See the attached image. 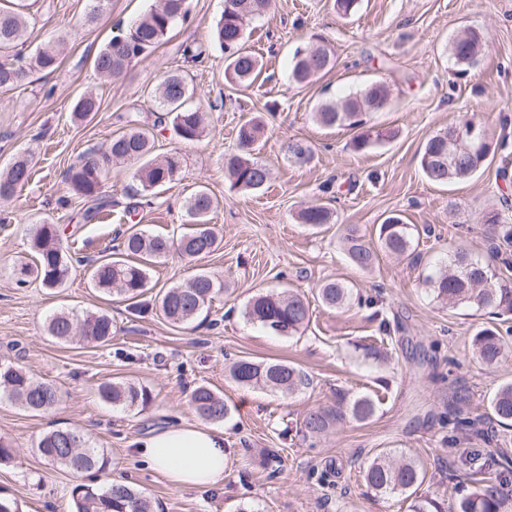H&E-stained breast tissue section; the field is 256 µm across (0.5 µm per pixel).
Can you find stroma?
<instances>
[{
    "label": "stroma",
    "instance_id": "stroma-1",
    "mask_svg": "<svg viewBox=\"0 0 512 512\" xmlns=\"http://www.w3.org/2000/svg\"><path fill=\"white\" fill-rule=\"evenodd\" d=\"M154 2L109 0L87 26L90 0H37L27 48L64 39L61 64L0 92V169L18 155L33 168L29 184L0 201V360L24 367L60 394L55 407L38 414L0 399V439L15 450L10 462L0 463V497L15 502L18 512H72V475L36 450L44 433L60 427L103 450L111 479L144 491L156 512H237L242 505L259 512H406L403 496L369 493L362 480L368 461L388 450L425 464L419 495L455 499L449 474L461 468L462 449L485 458L501 450L512 456V429L451 445L438 416L456 395L468 398L472 417L486 416L489 396L512 381V354L493 367L474 360L471 341L488 325L487 314L466 316L440 305L425 280L459 248L490 262L496 247L481 218L495 210L511 220L512 209L501 199L500 159L486 162L471 179L438 186L425 178L419 157L432 135L466 115L480 121L490 140L512 141V0H361L348 16L336 11L334 0H274L250 26L247 45L261 56L263 70L247 89L225 84L224 54L211 39L224 0H190L188 21L149 56L118 77L98 75L93 62L117 24ZM467 28L482 30L488 47L462 75L448 43ZM314 34L331 47L334 65L293 83L292 54ZM192 41L206 51L204 63L193 67L180 51ZM178 69L194 90L191 106L208 110L207 133L194 143L182 141L172 126L154 125L159 108L150 92ZM374 81L391 95L371 123L396 136L357 152L350 146L353 130L324 127L314 114L321 104ZM85 94L97 98L99 109L85 122L72 121V108ZM254 115L266 127L255 157L272 177L262 190L242 193L230 189L224 158L237 150L240 120ZM130 116L153 127L154 159L180 152L181 174L132 220L126 209L138 187L135 167L114 165L102 187L112 198L110 215L80 223V199L59 203L67 193L63 175L86 150L106 148ZM294 140L310 146L308 161L290 157L287 146ZM198 186L218 202L212 222L221 231L220 245L196 263L174 254L153 264L145 296L154 298L206 269L224 283L206 319L176 327L153 312L132 313L119 293L92 288L83 266L73 268L62 288L17 285L15 266L34 261L36 225H59L69 251L95 259L134 221L150 232L180 236L187 229V199ZM314 204L331 209L332 223L312 229L299 222V211ZM393 213L418 229L412 254L381 251L371 269L352 266L340 242L344 225H358L373 243L378 224ZM327 279L375 299L376 308L324 307L316 290ZM288 289L312 308L301 335L274 336L245 318L252 296ZM61 309L108 312L111 343L48 336L45 320ZM384 320L400 321L402 331L381 338ZM242 357L297 364L311 382L291 396L238 386L228 370ZM108 380L145 387L150 404L128 411L104 402L98 386ZM200 384L223 393L231 407L222 423L231 458L222 485L177 487L141 463L132 443L174 420L197 422L190 395ZM359 396L376 403L364 422L347 413ZM336 407L345 413L324 436H304L308 411Z\"/></svg>",
    "mask_w": 512,
    "mask_h": 512
}]
</instances>
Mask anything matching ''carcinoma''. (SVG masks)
Segmentation results:
<instances>
[{
  "label": "carcinoma",
  "instance_id": "1",
  "mask_svg": "<svg viewBox=\"0 0 512 512\" xmlns=\"http://www.w3.org/2000/svg\"><path fill=\"white\" fill-rule=\"evenodd\" d=\"M188 0H159L140 18L129 25L117 27L94 60L95 71L103 77L121 74L133 60L148 56L167 39L172 28L188 19ZM241 13L223 12L217 21L212 38L224 51V81L231 86L249 87L262 73L257 55L245 47L246 28L262 16L272 0H238ZM31 14L29 0H0V91H10L34 71H55L59 64L58 52L40 47L29 56L21 55L27 41ZM486 36L479 29H466L449 44V56L461 73L476 63L486 46ZM333 54L329 46L313 43L298 47L292 56L291 75L303 83L311 75L332 67ZM163 110L158 120L169 119L177 135L185 142L201 140L206 132L204 112L188 105L193 90L186 76L173 71L167 73L152 91ZM390 100L388 87L372 82L361 90L342 98L338 103H325L315 112V119L326 127L346 126L358 130L352 140L353 150L366 151L374 144L395 137L390 131L368 125L370 115L382 111ZM98 111L91 95L77 100L73 117L82 120ZM265 127L259 116L246 119L237 128L238 153L224 158L225 175L230 188L252 192L263 188L270 179L269 169L253 158L255 147L264 137ZM154 133L132 124L112 137L106 151L91 149L79 163L69 167L64 181L74 196L90 199L94 205L81 212V220L92 224L110 211L112 201L103 197L100 186L116 163L137 165L134 177L139 182L141 195L147 197L176 179L181 170V158L173 153L162 161L151 158ZM495 152L492 142L474 119L466 118L457 125L441 130L425 144L420 166L433 183L447 184L473 177ZM31 180L28 159L20 156L0 172V199L12 197ZM216 202L205 187L195 190L188 201V223L192 231L174 240L164 234H147L129 227L122 235V247L89 263V279L93 287L109 292L119 286L118 292L129 301L132 310H142L141 297L147 288V265L156 263L176 252L194 260L215 251L218 238L210 226V215ZM301 223L312 227L329 224L330 209L311 205L299 213ZM488 226L491 240L512 244V225L502 220L500 213L490 212L482 217ZM346 255L350 263L361 270L371 268L375 252L359 229L343 228ZM378 242L385 252L401 256L412 248L410 225L398 214L388 216L378 228ZM36 253L34 264H23L16 269L17 284L24 285L34 277L47 288L65 283L72 269L73 257L62 245L61 231L56 224H40L32 237ZM434 299L451 308L486 310L494 319L506 322L512 319V278L479 261L473 260L463 249L448 258V266L428 281ZM222 284L207 272H200L187 283L169 287L154 297L159 313L174 325H186L208 311ZM322 304L343 309L352 304V292L343 282L327 280L317 288ZM245 317L252 323L279 336H296L310 323V303L299 293H259L249 300ZM49 335L60 341H71L76 336L106 345L112 339V318L105 313L88 312L78 320L68 312L51 315L46 322ZM512 349L502 336L497 324L479 330L472 340L473 355L486 366H495ZM229 378L241 387H260L275 393L292 395L309 385L308 375L288 361H257L243 358L229 367ZM102 400L124 408H144L151 402L148 390L129 381L104 382L98 387ZM0 393L32 413L53 408L60 400L56 387L48 382L33 380L19 365L0 362ZM196 414L212 422H220L231 413L224 396L201 384L193 389L190 398ZM466 398L457 396L449 403L448 413L440 417L442 426L450 432L483 434L477 428L478 420L467 416ZM489 419L504 429L512 428V382L499 385L488 400ZM358 421H367L376 411L375 402L368 396L354 399L349 406ZM336 420L334 412L317 409L305 414L302 427L306 434L318 436L328 431ZM37 451L48 462L66 469L74 478L72 489L74 512H153L151 499L135 488L106 482L107 460L104 452L94 448L75 431L56 429L43 434L36 444ZM424 467L411 458H402L382 452L368 463L364 470L366 488L379 496L414 494L423 483ZM464 477L475 484V489L455 501L432 497H415L408 512H507L508 487L512 486V469L498 460L487 467L467 472Z\"/></svg>",
  "mask_w": 512,
  "mask_h": 512
}]
</instances>
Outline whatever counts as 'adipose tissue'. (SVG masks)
I'll return each instance as SVG.
<instances>
[{"mask_svg": "<svg viewBox=\"0 0 512 512\" xmlns=\"http://www.w3.org/2000/svg\"><path fill=\"white\" fill-rule=\"evenodd\" d=\"M134 446L147 466L182 487L223 482L230 455L223 430L182 421L149 431Z\"/></svg>", "mask_w": 512, "mask_h": 512, "instance_id": "adipose-tissue-1", "label": "adipose tissue"}]
</instances>
